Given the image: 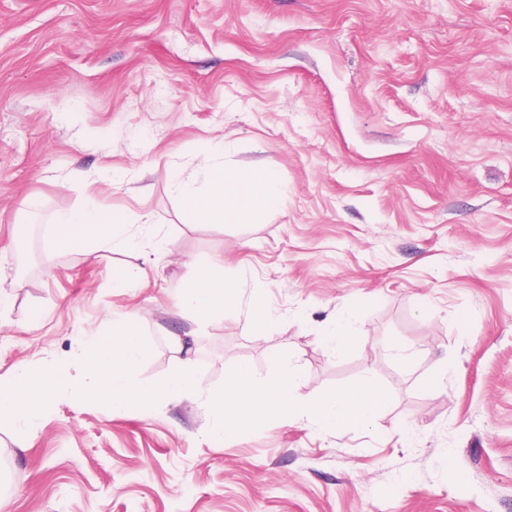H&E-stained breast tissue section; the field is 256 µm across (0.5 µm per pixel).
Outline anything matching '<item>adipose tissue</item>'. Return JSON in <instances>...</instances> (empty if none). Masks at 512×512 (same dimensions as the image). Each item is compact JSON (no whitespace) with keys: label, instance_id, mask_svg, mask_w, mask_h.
Wrapping results in <instances>:
<instances>
[{"label":"adipose tissue","instance_id":"obj_1","mask_svg":"<svg viewBox=\"0 0 512 512\" xmlns=\"http://www.w3.org/2000/svg\"><path fill=\"white\" fill-rule=\"evenodd\" d=\"M202 152L207 160L203 184L185 180L175 169L166 172L169 192L182 203L193 222L240 224L280 209L286 189L277 169L226 167L220 144L204 145ZM135 223L146 229L148 244L158 245L159 233L152 229L149 214L131 217L95 206L56 213L48 245L53 249L68 248L89 235L95 251L128 250L138 244L130 232ZM178 303L188 315L221 319L235 307L236 295L222 273L208 272L180 286Z\"/></svg>","mask_w":512,"mask_h":512}]
</instances>
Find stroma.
Listing matches in <instances>:
<instances>
[{
	"label": "stroma",
	"instance_id": "1",
	"mask_svg": "<svg viewBox=\"0 0 512 512\" xmlns=\"http://www.w3.org/2000/svg\"><path fill=\"white\" fill-rule=\"evenodd\" d=\"M219 140L279 171L278 212L190 221L165 172L200 178ZM89 205L150 213L162 247L48 248ZM214 263L241 305L185 315ZM115 311L144 382H267L285 356L303 402L369 379L390 403L212 442L193 393L111 416L58 396L35 432L0 426L11 512H512V0H0V383L22 361L78 378ZM356 316L348 314L326 325L320 332L322 342L334 350H341L350 336H353Z\"/></svg>",
	"mask_w": 512,
	"mask_h": 512
}]
</instances>
